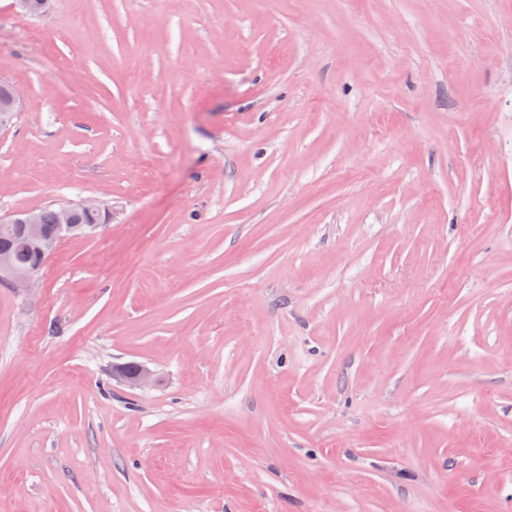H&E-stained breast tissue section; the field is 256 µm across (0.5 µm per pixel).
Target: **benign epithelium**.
I'll return each mask as SVG.
<instances>
[{"label": "benign epithelium", "mask_w": 512, "mask_h": 512, "mask_svg": "<svg viewBox=\"0 0 512 512\" xmlns=\"http://www.w3.org/2000/svg\"><path fill=\"white\" fill-rule=\"evenodd\" d=\"M20 95L14 85L0 98V130L12 125L18 111ZM104 207L93 199L83 198L75 202H64L56 206L59 231L54 235L44 232L41 213L38 210H17L0 213V229L8 230L22 238L39 255L40 261L34 266L20 264L9 249H0V283L12 288H30L38 283L40 274L49 256L64 238L91 236L98 229L97 224H77L74 215L80 211L86 215H100ZM112 377L131 388L148 385L153 380L151 370L141 364L128 365L112 372Z\"/></svg>", "instance_id": "benign-epithelium-1"}]
</instances>
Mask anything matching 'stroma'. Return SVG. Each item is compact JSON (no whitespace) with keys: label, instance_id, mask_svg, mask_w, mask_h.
Masks as SVG:
<instances>
[{"label":"stroma","instance_id":"stroma-1","mask_svg":"<svg viewBox=\"0 0 512 512\" xmlns=\"http://www.w3.org/2000/svg\"><path fill=\"white\" fill-rule=\"evenodd\" d=\"M0 512H512V0H0ZM138 362L154 386L113 382ZM7 84V85H6ZM0 83V96H3L9 86L6 96L0 98V130L8 129L13 123L12 120L18 111L20 95L16 87L10 83ZM106 210L93 199L83 198L75 202H64L56 207H45L37 210H17L14 212L0 213V229L10 231L14 236L22 238L39 255L40 261H36L35 252L27 248L16 238L1 240L0 246L9 249H0V283L12 288H31L38 283L40 274L49 256L54 252L59 242L64 238H76L93 235L102 224H89L83 216H78L75 223L74 215L77 211L85 215H101ZM57 212V222H56ZM56 224L59 231L54 235ZM15 254V255H14ZM16 256V257H15ZM23 264L21 265L17 260Z\"/></svg>","mask_w":512,"mask_h":512}]
</instances>
